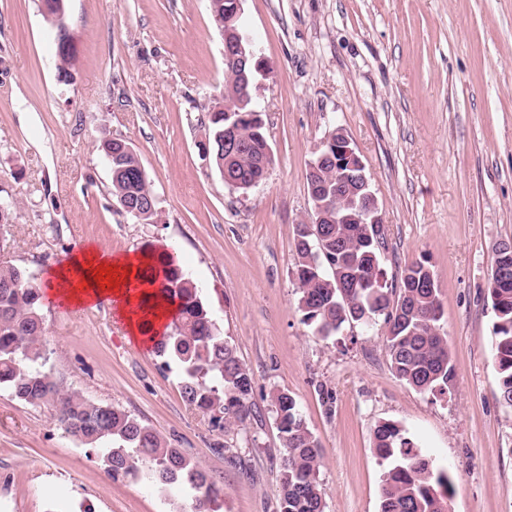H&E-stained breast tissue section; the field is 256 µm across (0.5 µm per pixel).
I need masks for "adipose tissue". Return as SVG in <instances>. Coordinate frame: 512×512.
<instances>
[{
  "label": "adipose tissue",
  "instance_id": "obj_1",
  "mask_svg": "<svg viewBox=\"0 0 512 512\" xmlns=\"http://www.w3.org/2000/svg\"><path fill=\"white\" fill-rule=\"evenodd\" d=\"M158 249L115 253L111 249L89 245L56 267L50 268L39 287L50 299L67 307H93L104 302L114 307L119 320L136 343L151 348L163 336L175 317V305L156 306L151 317H144L140 303L144 292L130 287L157 258Z\"/></svg>",
  "mask_w": 512,
  "mask_h": 512
}]
</instances>
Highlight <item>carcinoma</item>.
<instances>
[{
	"label": "carcinoma",
	"instance_id": "cac0c4a2",
	"mask_svg": "<svg viewBox=\"0 0 512 512\" xmlns=\"http://www.w3.org/2000/svg\"><path fill=\"white\" fill-rule=\"evenodd\" d=\"M244 87L230 64L224 74V101L240 98ZM236 113L216 106L209 113L210 134L224 132ZM242 144L228 158L212 143V162L224 172V185H248L265 180L262 147L265 127L242 122ZM104 158H112V199L128 215L152 223L158 202L137 154L122 140H100ZM336 162L325 158L314 181L322 185L319 201L331 212L351 210V192L336 196ZM385 232L380 224H299L294 239L293 273L301 296L303 321L325 336L344 323L370 324L378 318L386 327V345L395 375L414 389L445 396L455 380L447 333L441 327L439 287L426 262L405 267L399 280L387 283L380 264ZM512 257L495 253L489 295L495 316V357L500 399L512 406V280L499 276L500 265ZM165 296L179 304L169 331L155 346L158 355L181 367V392L186 402L209 416L224 433L255 417V382L236 347L218 332L200 298V287L168 254L159 265ZM43 295L26 270L0 262V387L26 403H48L64 433L85 448L101 452L111 479L144 480L160 490L179 484L190 496V512H212L218 489L208 472L165 437L129 412L95 402L68 387L47 368L48 344L42 313ZM265 399L278 422L283 451L279 457L282 483L278 512H323L317 477L320 446L307 427L297 402L284 390ZM374 448L383 460L396 464L386 474L380 512H447L452 494L448 472L437 469L417 452L416 443L395 423L377 424Z\"/></svg>",
	"mask_w": 512,
	"mask_h": 512
}]
</instances>
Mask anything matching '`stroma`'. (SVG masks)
<instances>
[{
    "mask_svg": "<svg viewBox=\"0 0 512 512\" xmlns=\"http://www.w3.org/2000/svg\"><path fill=\"white\" fill-rule=\"evenodd\" d=\"M265 70L252 86L274 161L247 192L203 160L224 91L209 0H65L77 54L58 79L41 0H0V196L16 202L0 261L44 278L83 243L115 252L175 244L222 336L253 374L259 419L213 430L180 369L137 346L110 306L45 302L48 365L93 401L135 415L213 477L216 512H277L282 441L266 394L288 391L321 446L324 512H380L390 421L448 472V512H512V407L497 396L494 248L512 241V0H244ZM350 137L384 217L387 279L427 261L455 367L445 397L392 371L385 325L324 337L303 321L294 237L309 222L307 171L329 130ZM125 140L161 211L120 210L96 148ZM332 392L324 408L318 387ZM237 448L231 463L216 442ZM183 490L115 481L66 436L51 405L0 388V512H180Z\"/></svg>",
    "mask_w": 512,
    "mask_h": 512,
    "instance_id": "1",
    "label": "stroma"
}]
</instances>
